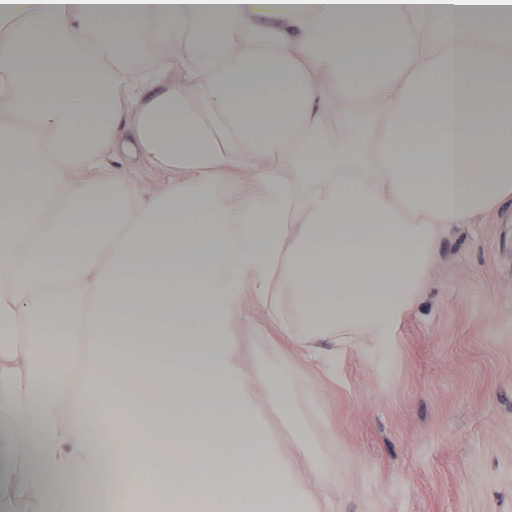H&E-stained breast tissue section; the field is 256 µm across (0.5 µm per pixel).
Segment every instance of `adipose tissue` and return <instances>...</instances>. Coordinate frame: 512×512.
<instances>
[{
  "label": "adipose tissue",
  "mask_w": 512,
  "mask_h": 512,
  "mask_svg": "<svg viewBox=\"0 0 512 512\" xmlns=\"http://www.w3.org/2000/svg\"><path fill=\"white\" fill-rule=\"evenodd\" d=\"M510 199L512 0H0V512L111 453L148 512H312L216 341L249 296L308 358L386 335ZM127 177L132 180L144 194H151L167 184L172 175L153 162L142 159L130 168L125 169Z\"/></svg>",
  "instance_id": "obj_1"
}]
</instances>
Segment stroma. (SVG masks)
Here are the masks:
<instances>
[{"label":"stroma","instance_id":"stroma-1","mask_svg":"<svg viewBox=\"0 0 512 512\" xmlns=\"http://www.w3.org/2000/svg\"><path fill=\"white\" fill-rule=\"evenodd\" d=\"M240 372L273 373L250 400L274 455L288 445L281 399L334 441L293 457L324 468L306 492L328 512H512V200L452 225L413 305L379 345L363 344L301 384L296 344L246 298L228 339Z\"/></svg>","mask_w":512,"mask_h":512}]
</instances>
